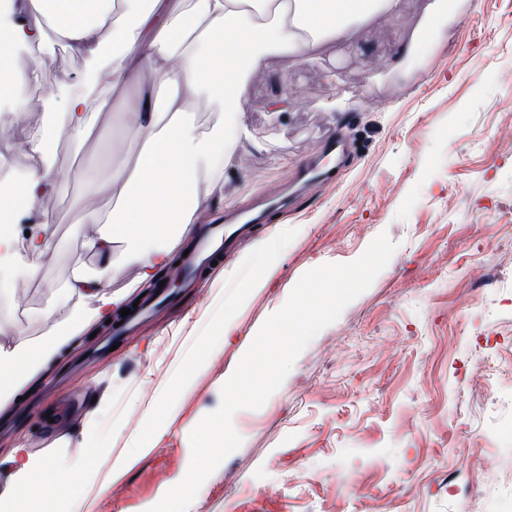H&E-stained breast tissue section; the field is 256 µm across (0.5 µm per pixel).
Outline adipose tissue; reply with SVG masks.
Listing matches in <instances>:
<instances>
[{
    "label": "adipose tissue",
    "instance_id": "1",
    "mask_svg": "<svg viewBox=\"0 0 512 512\" xmlns=\"http://www.w3.org/2000/svg\"><path fill=\"white\" fill-rule=\"evenodd\" d=\"M402 0H188L182 10L168 0H8L0 9V36L7 47L28 48L54 34L71 52L98 61L106 48L147 34L145 54L113 55L109 67L113 88L140 85L126 114L128 147L133 166L114 170L120 204L101 218L87 208L86 221L102 224L83 245L101 264L94 275L74 276L65 286L68 296L96 299L92 310L75 306L67 329L37 349L18 341L0 351V414L15 395L45 380L62 350L93 334L126 302L111 293L117 274L112 244L130 240L138 271L135 282L147 287L167 269L175 253L196 233L185 220L189 205L200 196L224 194V167L238 147L247 144L243 123L202 135L194 123L192 105L205 92L218 93L228 112H240L246 73L259 70L272 52L304 56L330 38L353 39L359 26L378 14L399 15ZM36 157L25 182L10 190L15 204L0 225V259L11 256V226L24 221L32 229L29 252L51 250L50 239L36 221L54 194L57 176L47 161L48 146L41 133L25 137ZM94 460L65 472L44 456L17 442L0 454L6 488L0 492V512H24L27 501L40 502L42 512H56L62 495L81 496L84 477L97 472Z\"/></svg>",
    "mask_w": 512,
    "mask_h": 512
}]
</instances>
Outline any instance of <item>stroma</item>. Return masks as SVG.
Here are the masks:
<instances>
[{
    "mask_svg": "<svg viewBox=\"0 0 512 512\" xmlns=\"http://www.w3.org/2000/svg\"><path fill=\"white\" fill-rule=\"evenodd\" d=\"M439 2L447 30H425ZM417 49L400 62L403 43ZM42 87L21 115L0 112V183L34 165L23 129L48 133L56 202L42 222L55 252L14 246L41 276L0 281V324L38 345L68 321L63 294L74 273H94L83 241L95 232L83 201L102 214L119 203L112 171L134 162L122 109L98 112L83 145L62 132L69 94L96 101L112 81L90 84L89 64L55 36L35 46ZM512 0H404L400 16L364 25L356 45L323 44L300 58L267 57L242 99L251 141L224 170L223 198L203 199L192 225L228 213L262 212L234 252H218L195 287L183 255L164 275L173 303L157 308L130 338L111 325L82 338L0 424V448L24 437L59 467L95 458L100 476L144 438L159 404L167 437L119 481L92 489L68 512H147L162 487L181 480L191 449L183 432L215 411L221 389L265 320L309 270L358 259L380 234L397 248L387 267L339 319L300 354L282 386L257 410L235 413L241 447L206 479L188 512H512V153L492 145L512 129ZM292 94L287 111L273 101ZM345 146L344 172L276 205L322 140ZM269 242L267 256L253 246ZM271 260L261 292L246 281ZM235 319L224 341L219 325ZM206 370L176 387L195 348ZM106 405L92 413L93 397ZM90 423L87 442L71 432Z\"/></svg>",
    "mask_w": 512,
    "mask_h": 512,
    "instance_id": "stroma-1",
    "label": "stroma"
}]
</instances>
